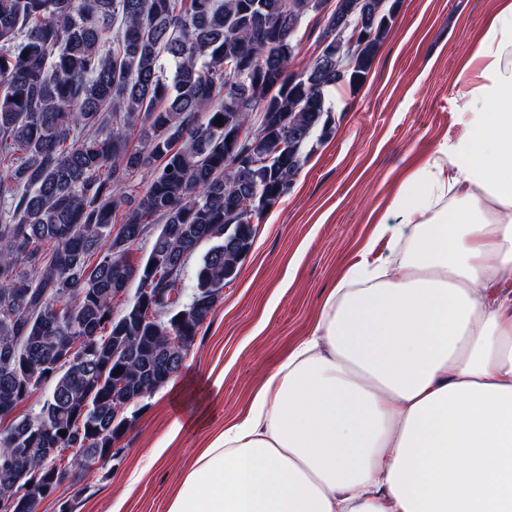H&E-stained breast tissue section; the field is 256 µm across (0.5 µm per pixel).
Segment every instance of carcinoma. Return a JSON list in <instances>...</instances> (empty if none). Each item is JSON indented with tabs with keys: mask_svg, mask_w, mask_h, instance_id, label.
Here are the masks:
<instances>
[{
	"mask_svg": "<svg viewBox=\"0 0 512 512\" xmlns=\"http://www.w3.org/2000/svg\"><path fill=\"white\" fill-rule=\"evenodd\" d=\"M310 2L323 48L291 75L288 0H0V422L54 383L36 416L0 432V459L14 463L0 494L23 487L33 508L47 498L26 477L45 448L75 449L69 465L82 471L108 458L135 419L115 418L117 407L180 370L254 221L288 192L308 140L332 133L319 86L365 84L398 0H365L349 18L353 45L334 37L351 0L322 16L323 0ZM254 111L261 135L228 151ZM146 167L144 192L129 193ZM150 224L134 265L130 247ZM205 243L188 292L185 265ZM133 280L148 304L114 312L113 289ZM73 336L95 346L64 366Z\"/></svg>",
	"mask_w": 512,
	"mask_h": 512,
	"instance_id": "1",
	"label": "carcinoma"
}]
</instances>
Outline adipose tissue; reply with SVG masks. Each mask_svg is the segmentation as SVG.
I'll list each match as a JSON object with an SVG mask.
<instances>
[{
    "mask_svg": "<svg viewBox=\"0 0 512 512\" xmlns=\"http://www.w3.org/2000/svg\"><path fill=\"white\" fill-rule=\"evenodd\" d=\"M463 132L397 188L310 336L211 433L167 512H512V0Z\"/></svg>",
    "mask_w": 512,
    "mask_h": 512,
    "instance_id": "adipose-tissue-1",
    "label": "adipose tissue"
}]
</instances>
